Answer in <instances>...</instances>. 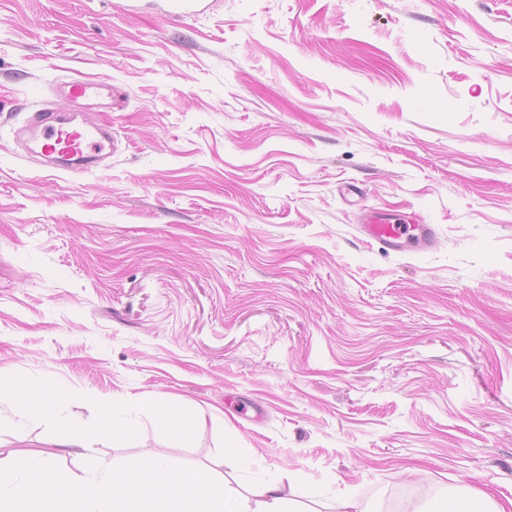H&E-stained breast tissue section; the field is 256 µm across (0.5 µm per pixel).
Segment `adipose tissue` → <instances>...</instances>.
<instances>
[{"mask_svg": "<svg viewBox=\"0 0 512 512\" xmlns=\"http://www.w3.org/2000/svg\"><path fill=\"white\" fill-rule=\"evenodd\" d=\"M58 481L44 461L18 480L14 457L0 452V512H286L280 482L264 485L254 501L240 500L207 474L175 472L161 454L127 469H101L57 496L42 494V486Z\"/></svg>", "mask_w": 512, "mask_h": 512, "instance_id": "obj_1", "label": "adipose tissue"}]
</instances>
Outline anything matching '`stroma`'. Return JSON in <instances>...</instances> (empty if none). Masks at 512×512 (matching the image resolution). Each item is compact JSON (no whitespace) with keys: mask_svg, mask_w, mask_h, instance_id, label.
Returning <instances> with one entry per match:
<instances>
[{"mask_svg":"<svg viewBox=\"0 0 512 512\" xmlns=\"http://www.w3.org/2000/svg\"><path fill=\"white\" fill-rule=\"evenodd\" d=\"M157 2L0 0V388L50 409L0 400V451L79 483L161 450L294 512L512 499V0ZM78 75L115 148L51 174L14 132ZM164 15L190 18L204 13L209 8L207 0H165ZM60 91L77 102V108L71 112H80L78 108L83 102L97 101L106 105L104 101L112 98V83L109 78L101 76L72 78L60 84ZM413 230H418V234H411L402 242L404 235L409 232L408 227L397 224L394 216L378 212L368 213L360 225V231L364 236L378 243H381L389 250H404L403 247L408 243L410 246L415 243L419 249L430 248L437 241L435 230L429 224H418Z\"/></svg>","mask_w":512,"mask_h":512,"instance_id":"stroma-1","label":"stroma"}]
</instances>
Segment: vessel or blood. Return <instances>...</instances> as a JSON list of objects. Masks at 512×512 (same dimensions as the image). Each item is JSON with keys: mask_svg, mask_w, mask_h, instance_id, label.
Returning <instances> with one entry per match:
<instances>
[{"mask_svg": "<svg viewBox=\"0 0 512 512\" xmlns=\"http://www.w3.org/2000/svg\"><path fill=\"white\" fill-rule=\"evenodd\" d=\"M207 0H165V15L190 18L204 13ZM62 95L78 103L104 102L112 96V83L101 76L72 78L60 85ZM30 131L40 145V153L49 161L52 170H73L84 167L89 160L99 158L112 142L111 132L102 126L76 122L73 115L53 110L36 113ZM360 230L364 236L390 250L403 249L412 242L426 249L437 241L434 229L419 225L417 234H409L407 227L398 224L394 216L368 213Z\"/></svg>", "mask_w": 512, "mask_h": 512, "instance_id": "1", "label": "vessel or blood"}]
</instances>
